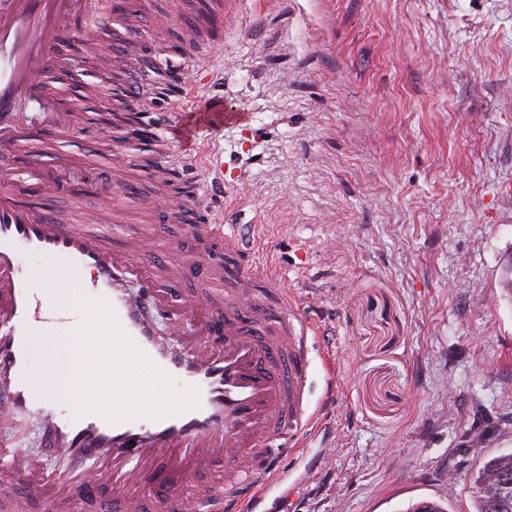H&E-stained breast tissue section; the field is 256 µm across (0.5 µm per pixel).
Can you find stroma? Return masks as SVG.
<instances>
[{
  "mask_svg": "<svg viewBox=\"0 0 512 512\" xmlns=\"http://www.w3.org/2000/svg\"><path fill=\"white\" fill-rule=\"evenodd\" d=\"M189 3L130 0L137 17L170 21L148 32L132 111L150 128V114L172 109L157 96L170 73L196 62L219 73L225 109L249 115L213 137L223 198L165 130L121 144L112 108L123 97L102 60L132 55L116 49L119 20H103L81 56L56 47L76 120L0 152V171L47 217L98 214L113 244L143 235L171 266L191 252L224 264L223 243L199 231L206 220L252 225L262 270L324 331L312 453L281 463L264 512H407L422 500L475 512V475L512 453V198L501 193L512 185V0H234L223 46L177 56L187 34L174 18ZM29 149L45 164L88 163L77 184L111 166L112 187L39 197L23 177ZM323 352L336 362L331 404ZM0 439L38 461L37 481L64 477L36 417L15 416Z\"/></svg>",
  "mask_w": 512,
  "mask_h": 512,
  "instance_id": "stroma-1",
  "label": "stroma"
}]
</instances>
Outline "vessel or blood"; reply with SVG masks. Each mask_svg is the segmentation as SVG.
Returning <instances> with one entry per match:
<instances>
[{
	"mask_svg": "<svg viewBox=\"0 0 512 512\" xmlns=\"http://www.w3.org/2000/svg\"><path fill=\"white\" fill-rule=\"evenodd\" d=\"M126 7V0H0L1 149L22 144L47 122L57 131L69 127L68 106L45 82L46 46L72 44L77 28L97 26L107 13ZM227 12L226 0H195L187 28L220 42ZM209 79L195 66L175 88L162 91L166 97L199 95L192 113L174 112L166 121L181 131L183 156L190 160L202 147L201 133L249 119L248 113L225 111L222 98L200 96ZM27 175L47 196L74 190L60 172L40 164ZM21 248L45 259L44 270L20 275ZM224 254L234 266L223 312L199 299L176 307L169 297L171 282L158 274L151 251L110 246L103 235L46 218L11 191H0V414H35L45 423L49 449L71 458L70 473L55 484L57 497L86 493L92 468L111 487L121 512H140L128 492L147 479L158 488L157 512H199L204 506L210 512L255 510L279 486L277 460L291 455L317 423L308 396L318 331L292 305L287 290L260 278L237 233L225 234ZM51 270L69 282L64 298L55 301L42 288ZM131 280L139 283L141 299L127 293ZM99 299L155 367L177 386L197 389V407L112 422L76 408L61 413L51 401L33 398L23 380L31 338L49 335L59 324L78 328L84 319L81 301ZM154 312L168 315L173 342L157 340ZM4 457L10 465L0 473V484L29 479L32 466L22 449L1 443ZM219 461L222 484L194 497L182 495L187 482Z\"/></svg>",
	"mask_w": 512,
	"mask_h": 512,
	"instance_id": "1",
	"label": "vessel or blood"
}]
</instances>
